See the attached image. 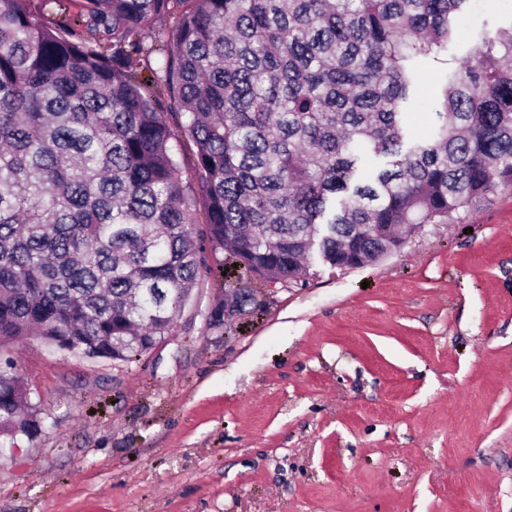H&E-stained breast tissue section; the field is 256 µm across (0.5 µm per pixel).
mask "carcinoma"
Segmentation results:
<instances>
[{"label":"carcinoma","mask_w":512,"mask_h":512,"mask_svg":"<svg viewBox=\"0 0 512 512\" xmlns=\"http://www.w3.org/2000/svg\"><path fill=\"white\" fill-rule=\"evenodd\" d=\"M75 1L84 36L50 18ZM467 2L0 0V344L133 362L214 263L244 278L229 312L205 315L221 330L253 284L305 285L315 249L363 267L511 186L504 29L405 147L423 60L459 36ZM146 37L174 46L147 81ZM38 415L7 361L0 438L35 436Z\"/></svg>","instance_id":"carcinoma-1"}]
</instances>
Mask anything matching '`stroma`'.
Masks as SVG:
<instances>
[{
    "label": "stroma",
    "instance_id": "obj_1",
    "mask_svg": "<svg viewBox=\"0 0 512 512\" xmlns=\"http://www.w3.org/2000/svg\"><path fill=\"white\" fill-rule=\"evenodd\" d=\"M426 88L512 26L469 0ZM124 363L0 346L42 430L0 451V512H512V186L379 263L314 264L239 323Z\"/></svg>",
    "mask_w": 512,
    "mask_h": 512
}]
</instances>
